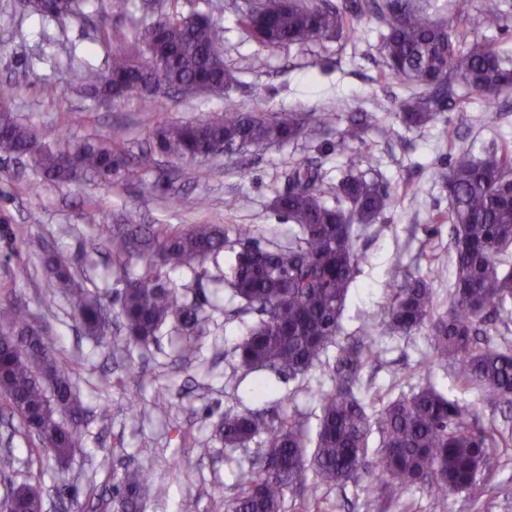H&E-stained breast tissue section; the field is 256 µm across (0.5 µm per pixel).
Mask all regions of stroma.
<instances>
[{"mask_svg": "<svg viewBox=\"0 0 512 512\" xmlns=\"http://www.w3.org/2000/svg\"><path fill=\"white\" fill-rule=\"evenodd\" d=\"M108 0H89L79 17L44 20L28 14L18 0H0V81L16 85L15 114L47 136L69 137L75 145L92 144L120 133L129 157H137L155 129L171 122L200 120L223 114L229 103L273 117L283 110L334 112L338 118L319 135L290 143H273L238 154H220L203 163V175L178 162H163L169 175L166 193L156 192V171L132 168L130 174L107 184L92 179L43 185L30 166L0 160V209L28 225L33 240L68 256L82 267L83 254L98 241L102 223L114 212L134 210L143 223L249 224L261 246L287 244L294 226L273 208V199L286 186V174L299 163L319 164L329 182L347 172L377 177L393 197V206L356 243L362 257L342 315L343 336L356 335L364 320L382 318L393 286L407 274H426L431 263L447 262L449 238L448 192L437 172L448 156L465 147L474 154L493 143L512 142V94L495 104L493 125L482 122L484 103L458 102L422 127L406 126L389 112L390 102L411 87L389 76L378 45L380 23L365 15L353 39L305 46L262 47L238 23L234 0H162L164 8L183 14H211L220 35L224 65L236 78L225 94L199 93L165 98L162 105L137 98L95 103L79 96L75 87L80 69H106L110 49L96 30L108 23L119 34L142 24L148 0H129L123 16L112 15ZM55 86L49 96L45 86ZM363 110L373 116L362 143L340 138L342 113ZM31 266L28 279L13 281L19 263ZM229 260L210 267L208 279L191 283L173 273L184 300H209L197 344L190 358L180 355L182 335L165 325L156 342L140 346L127 341L113 276L116 266L107 253L97 256V268L84 285L106 308L111 328L108 343L97 344L75 327L62 295L28 246L12 241L0 224V304L17 305L43 322L57 350L72 359L77 385L88 408L82 450L66 464H38L30 458L35 441L18 424L0 418V449H12L13 471L0 474V488L39 476L44 512H60L59 489L71 485L79 503L94 505L111 499L112 480L94 473L101 458L116 468H140L152 485L139 499L138 512H224L221 502L233 497L236 480L257 455V443L225 447L216 435L224 411L253 410L300 416L316 431L320 415L318 394L335 387L331 363L290 377L271 369L245 371L233 349L254 316L232 299L229 290H215L211 279L227 274ZM379 357L368 358L357 381L366 400L381 406L387 399L410 395L434 384L449 398L475 411L482 424L496 425L512 435V410L493 408L480 392L461 386L451 369L431 364L425 331L377 337ZM109 377L110 386L100 384ZM272 386L256 398L258 380ZM168 391L173 407L161 415L153 409L157 390ZM167 493L159 497L156 486ZM324 512H512V450L501 449L493 472L472 492L435 500L428 491L412 489L389 500L370 479L358 486L320 489Z\"/></svg>", "mask_w": 512, "mask_h": 512, "instance_id": "obj_1", "label": "stroma"}]
</instances>
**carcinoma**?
<instances>
[{"instance_id": "cac0c4a2", "label": "carcinoma", "mask_w": 512, "mask_h": 512, "mask_svg": "<svg viewBox=\"0 0 512 512\" xmlns=\"http://www.w3.org/2000/svg\"><path fill=\"white\" fill-rule=\"evenodd\" d=\"M82 6V0H22L26 11L43 18L76 15ZM470 10L471 0H453L455 23L441 24L430 20L416 0H244L239 24L265 47L306 45L350 39L358 20L374 13L385 26L380 52L389 75L419 87L394 103L395 112L404 124L423 126L451 109L456 86L467 98L489 103L512 90V59L488 39L459 30ZM481 25L508 28L498 0H483ZM132 43L131 49H113L107 73L85 67L80 92L94 101L138 95L158 104L171 90L222 95L235 80L224 66L216 24L207 15L184 16L174 9L154 13L135 29ZM15 92L12 83H0L1 154L30 159L41 180L52 184L87 176L110 183L125 173L119 136L108 146L73 147L61 135L49 145L37 128L14 117ZM337 117V112L288 110L267 118L230 104L218 118L157 128L153 146L141 151L136 165L150 171L160 155L199 163L220 144L224 152L235 153L289 143ZM370 119L367 113L347 117L342 139L363 141ZM440 180L448 190L453 257L448 267H430V274L451 275L448 310H437L426 277L406 276L391 290L385 318L364 323L359 336L344 343L340 318L361 262L355 240L393 205L388 192L362 174L350 172L325 189L321 168L298 164L289 169L288 188L275 196L273 206L299 233L272 248L255 240L249 224L179 229L143 224L139 214L128 211L119 223L105 225L103 245L119 267L123 288L117 300L130 341L146 346L173 321L184 331L181 350L195 352L205 308L180 301L168 274L180 271L200 281L208 274L205 263L230 249L234 263L224 283L257 315L234 347L241 367L298 376L323 363L330 348L337 349L336 388L320 394L315 438L297 417L224 412L219 426L224 447L242 448L256 439L260 445L256 461L239 476L234 497L224 500V512H281L285 494L298 486L317 512L320 485L356 486L366 475L390 499L414 487L442 498L476 489L491 466L492 449L512 445L431 383L374 414L354 391L364 360L380 354L374 349L376 337L424 329L432 350L429 363L454 366L459 382L478 389L485 403L512 405V353L479 339L484 325L497 319L506 325L512 314V146L482 158L460 149L449 156ZM0 223L13 239L31 244L27 225L12 223L5 211ZM35 249L53 287L68 292L81 328L103 339V309L79 286L71 262L41 245ZM133 263L140 271L131 277L127 269ZM75 375L71 361L25 312H15L0 330V395L10 414L38 439L39 455L57 463L81 447L85 409L73 389ZM143 481L139 472L116 478L112 510L137 512ZM7 496L8 512H43L35 484L13 485Z\"/></svg>"}]
</instances>
